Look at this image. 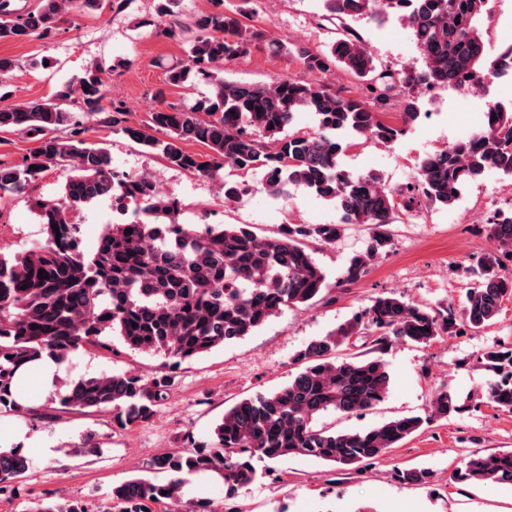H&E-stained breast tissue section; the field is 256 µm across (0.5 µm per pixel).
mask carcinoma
I'll return each instance as SVG.
<instances>
[{"instance_id": "1", "label": "carcinoma", "mask_w": 512, "mask_h": 512, "mask_svg": "<svg viewBox=\"0 0 512 512\" xmlns=\"http://www.w3.org/2000/svg\"><path fill=\"white\" fill-rule=\"evenodd\" d=\"M89 10L101 0H39L18 11L14 0H0V40H23L38 30L49 31L68 5ZM322 18L339 22L342 32L321 52L303 51L307 68L324 71L339 65L360 78L367 100L352 98L325 85L291 78L247 85L220 76L221 65L248 55L260 43L273 53L291 48L241 18L226 13L197 16L185 26L177 18L178 0H162L158 15L167 30L179 33L188 61L167 69V84L184 85L190 74L211 84L212 97L196 108L157 105L146 122L130 125L126 104L106 98L102 68L88 69L75 83L58 86L52 100L29 105H0V131H23L39 141L37 149L13 166L0 165V197L23 192L53 166L70 168L62 198L36 203L45 243L23 257L0 255V408L32 412L15 397L17 371L45 355L62 362L79 348H102L104 336L117 334L138 352L178 362L203 356L227 342L251 335L286 307L323 301L332 288H350L369 272L390 244L388 226L398 221L397 192L373 174L355 173L341 163L343 139H370L389 144L415 123L420 112L410 90L418 85L478 84L496 77L512 62V48L491 52L478 27L488 0H320ZM390 12L408 21L425 69L401 78L377 70L362 40L346 21L371 19ZM393 96L404 98L402 126L380 119V109ZM88 112L108 111L112 131L156 152L170 165L200 177L217 178L225 167L264 173L265 186L276 198L301 188L333 203L338 224H287L276 238H261L246 226L206 225L197 231L176 220L179 202L164 194L145 175H120L112 169L106 148L90 144L71 124L68 106ZM205 112L202 118L199 112ZM310 112L311 133H288L295 115ZM61 126L67 136H52ZM167 138L160 139L154 132ZM191 141L209 149L203 162L186 152ZM512 176V107L488 106L481 129L425 158L418 167L417 190L431 206L451 207L462 188L484 173ZM245 181H224V199L246 195ZM100 199L120 211L135 205V218L110 224L94 247L85 249L81 225L71 213ZM345 224L376 229L368 247L354 255L330 284L324 269L304 246L313 238L332 243ZM132 233L125 234L126 230ZM492 243L467 270L463 325L478 332L512 300V217L494 215L487 224ZM48 278H39V271ZM453 313L412 303L393 294L379 295L370 306L309 342L295 356L300 370L288 384L236 402L214 425L210 440L180 454L155 460L169 474L165 481L142 478L112 488L118 512H167L182 496V475L215 472L227 493L252 484L254 457L278 461L300 455L356 470L379 460L432 419H448L466 410L450 390L431 401L430 415H405L363 430L338 431L319 424L325 413L341 416L371 410L389 391L390 375L381 359L395 340L429 344L457 333ZM371 338L374 357L349 352L351 339ZM494 374L485 398L512 411V345L496 344L482 355ZM171 378L126 373L82 377L59 398L71 410L112 409L126 427L148 419L163 398ZM31 460L15 448L0 450V493L20 495L19 478ZM400 481L424 484L431 472L420 468L397 471ZM457 480L476 484L512 485V450L474 453L458 469ZM34 512H88L77 501L42 502Z\"/></svg>"}]
</instances>
